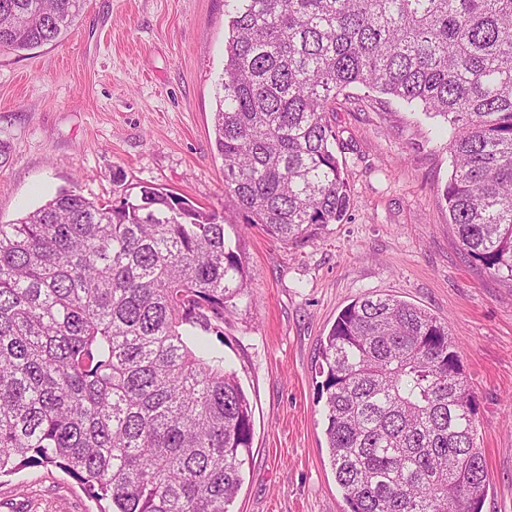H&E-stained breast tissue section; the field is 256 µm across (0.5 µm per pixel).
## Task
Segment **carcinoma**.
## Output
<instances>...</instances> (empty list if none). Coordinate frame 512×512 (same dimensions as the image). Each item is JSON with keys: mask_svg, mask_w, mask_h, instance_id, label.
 <instances>
[{"mask_svg": "<svg viewBox=\"0 0 512 512\" xmlns=\"http://www.w3.org/2000/svg\"><path fill=\"white\" fill-rule=\"evenodd\" d=\"M230 1L214 143L243 223L297 243L348 221L327 113L359 86L447 124L448 223L512 288V0ZM85 3L0 0V47L61 40ZM248 295L239 233L156 187L113 204L61 190L0 224V476L57 468L100 512H230L252 407L211 339ZM318 369L350 512H481L448 322L364 295Z\"/></svg>", "mask_w": 512, "mask_h": 512, "instance_id": "carcinoma-1", "label": "carcinoma"}]
</instances>
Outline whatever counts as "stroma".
<instances>
[{
	"label": "stroma",
	"instance_id": "stroma-1",
	"mask_svg": "<svg viewBox=\"0 0 512 512\" xmlns=\"http://www.w3.org/2000/svg\"><path fill=\"white\" fill-rule=\"evenodd\" d=\"M224 0H86L61 42L0 49V222L71 189L101 203L153 185L237 218L214 146ZM328 120L350 218L298 244L244 229L250 301L224 358L253 412L233 512H349L326 447L318 349L338 314L387 293L448 321L476 401L482 512H512V288L464 253L442 190L439 119L349 88ZM0 512H96L55 468L0 477Z\"/></svg>",
	"mask_w": 512,
	"mask_h": 512
}]
</instances>
